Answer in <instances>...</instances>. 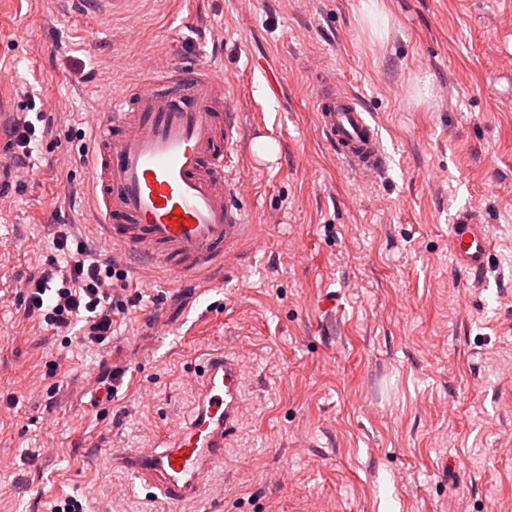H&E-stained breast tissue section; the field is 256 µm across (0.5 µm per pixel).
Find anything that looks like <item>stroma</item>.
<instances>
[{
    "mask_svg": "<svg viewBox=\"0 0 512 512\" xmlns=\"http://www.w3.org/2000/svg\"><path fill=\"white\" fill-rule=\"evenodd\" d=\"M138 0L108 31L63 0H0V164L28 95L52 119L0 203V512H164L115 466L189 415L204 354L247 370L233 448L181 512H512V0ZM224 67L247 130L258 240L232 273L177 280L123 257L136 306L93 345L28 318L22 285L90 219L100 95L160 45ZM361 96L389 155L351 170L316 86ZM266 139L272 160L259 157ZM466 209L490 226L480 278L453 264ZM111 400L97 378L114 369Z\"/></svg>",
    "mask_w": 512,
    "mask_h": 512,
    "instance_id": "35a3bbf8",
    "label": "stroma"
}]
</instances>
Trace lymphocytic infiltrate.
<instances>
[{
	"mask_svg": "<svg viewBox=\"0 0 512 512\" xmlns=\"http://www.w3.org/2000/svg\"><path fill=\"white\" fill-rule=\"evenodd\" d=\"M51 236L65 260L27 277V313L60 331L79 325L84 340L103 343L112 334L114 316L129 309L127 273L111 250L80 242L73 225H53Z\"/></svg>",
	"mask_w": 512,
	"mask_h": 512,
	"instance_id": "f902f5d3",
	"label": "lymphocytic infiltrate"
}]
</instances>
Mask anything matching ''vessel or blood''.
I'll return each instance as SVG.
<instances>
[{
    "label": "vessel or blood",
    "mask_w": 512,
    "mask_h": 512,
    "mask_svg": "<svg viewBox=\"0 0 512 512\" xmlns=\"http://www.w3.org/2000/svg\"><path fill=\"white\" fill-rule=\"evenodd\" d=\"M79 14L107 21L135 0H72ZM320 130L337 156L365 174L387 164L380 131L359 96L332 85L314 96ZM86 159L96 224L120 251L180 280L227 269L257 230L238 173L244 131L231 109L222 65L173 62L160 51L144 75L105 92ZM456 267L480 276L492 255L489 227L461 213L450 227ZM246 373L233 349L197 374L196 409L151 448H125L120 465L156 491L170 512L200 500L209 476L239 431Z\"/></svg>",
    "instance_id": "1"
}]
</instances>
